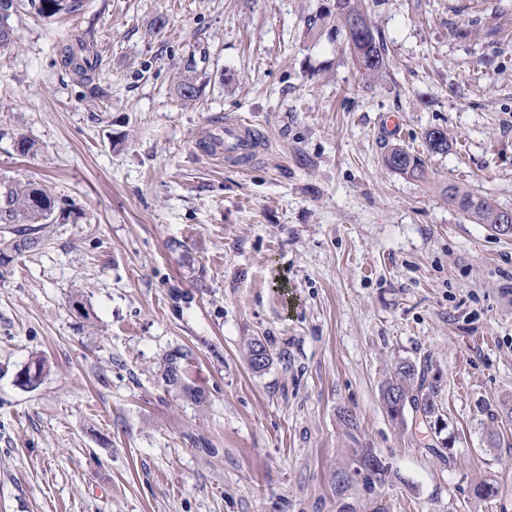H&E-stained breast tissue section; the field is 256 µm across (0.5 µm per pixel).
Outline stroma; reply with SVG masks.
<instances>
[{"label":"stroma","instance_id":"stroma-1","mask_svg":"<svg viewBox=\"0 0 512 512\" xmlns=\"http://www.w3.org/2000/svg\"><path fill=\"white\" fill-rule=\"evenodd\" d=\"M363 3L388 46L379 76L337 0H84L51 18L20 0L0 181L45 185L70 217L0 267V512H512V238L444 196L512 208V0ZM77 37L98 59L82 77ZM228 116L265 143L247 168L202 148ZM431 129L448 149L427 181L385 166ZM178 349L199 398L163 382ZM35 354L49 369L27 389ZM404 360L441 433L388 417ZM356 448L391 463L384 484L353 475ZM483 481L496 497L475 498ZM249 352V364L254 372H261L269 368L273 363L272 352L268 347L267 341L261 338H254L248 348ZM261 355V359H258L257 355Z\"/></svg>","mask_w":512,"mask_h":512}]
</instances>
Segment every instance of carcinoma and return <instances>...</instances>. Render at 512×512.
Wrapping results in <instances>:
<instances>
[{
	"label": "carcinoma",
	"instance_id": "cac0c4a2",
	"mask_svg": "<svg viewBox=\"0 0 512 512\" xmlns=\"http://www.w3.org/2000/svg\"><path fill=\"white\" fill-rule=\"evenodd\" d=\"M16 0H0V49L15 44L14 30L9 19L15 9ZM37 14L50 18L60 12L76 13L83 7V0H31ZM342 14L346 15L343 27L346 31L349 49L356 62L365 72L377 75L386 68V46L375 37L363 6L351 5V0H343ZM81 52L69 51L68 60L74 70L86 72L92 68L90 56L84 53L85 44H80ZM425 147L429 153L448 151V138L444 131L431 129L425 134ZM384 164L395 173L414 180L424 181L428 173L419 154L402 146H394L384 156ZM448 206L458 211L476 224H485L499 235L512 237L506 233L498 221L504 211L493 199L462 191L455 185L445 188ZM0 222L15 224L14 236L0 239V266L8 263L11 254L22 255L34 251L40 244L32 233L38 231L39 224H61L66 220V210L59 206L56 198L44 185L34 181L13 180L0 182ZM251 369L258 373L273 363L272 352L267 341L253 339L248 348ZM186 355L176 351L166 358L163 380L168 386L181 387L191 395V387L185 383V371L181 362ZM47 370L44 358H35L20 371V384L27 388L38 386ZM421 371L409 361L398 363L393 377L381 388V400L388 417L398 426L406 425L405 409L411 407L420 413L421 420L431 428H438L441 414L434 395L423 391L419 382ZM353 473L363 476L368 483L385 482L391 474V466L368 449H354Z\"/></svg>",
	"mask_w": 512,
	"mask_h": 512
}]
</instances>
